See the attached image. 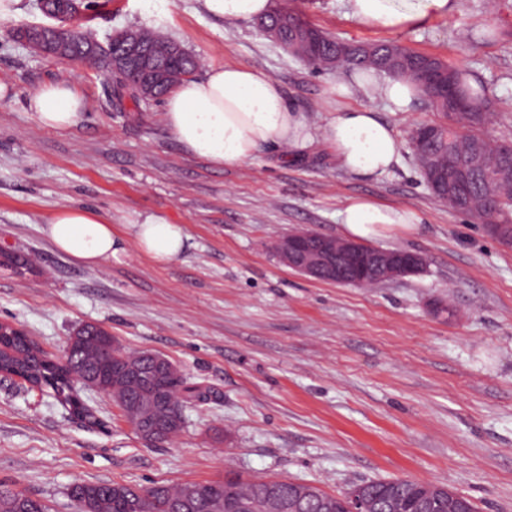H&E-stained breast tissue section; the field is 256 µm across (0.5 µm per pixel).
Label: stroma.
<instances>
[{"label": "stroma", "mask_w": 512, "mask_h": 512, "mask_svg": "<svg viewBox=\"0 0 512 512\" xmlns=\"http://www.w3.org/2000/svg\"><path fill=\"white\" fill-rule=\"evenodd\" d=\"M81 23L99 40L128 27L164 31L199 60L197 76L233 65L281 86L310 126L312 144L262 147L227 168L191 156L161 120L163 102H109L104 72L35 53L15 28L45 17L20 0L0 18V321L54 358L97 324L130 351L174 361L207 402L187 412L171 443L144 446L111 399L84 390L89 425L48 393L0 377V483L76 512L77 482L149 487L243 476L286 478L340 494L370 480L410 478L470 498L478 512H512V248L426 188L409 132L438 115L422 99L395 112L379 96L344 97L350 71H322L254 20L210 15L203 0H95ZM352 41L397 39L468 68L494 90L489 136L512 140V0H459L454 13L389 30L357 24L340 0H272ZM74 84L87 102L67 131L40 127L27 102L44 85ZM365 105L389 124L400 162L387 175L340 168L322 138L343 109ZM415 211L412 231L371 246L420 253L422 272L372 288L311 280L272 246L296 230L343 237L349 199ZM111 218L119 258L91 268L57 250L41 228L57 210ZM183 225L190 246L174 263L140 254L132 222Z\"/></svg>", "instance_id": "obj_1"}]
</instances>
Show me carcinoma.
Returning <instances> with one entry per match:
<instances>
[{
    "instance_id": "carcinoma-1",
    "label": "carcinoma",
    "mask_w": 512,
    "mask_h": 512,
    "mask_svg": "<svg viewBox=\"0 0 512 512\" xmlns=\"http://www.w3.org/2000/svg\"><path fill=\"white\" fill-rule=\"evenodd\" d=\"M260 27L313 65L331 70L341 59L351 71L374 70L418 85L421 97L440 115V120L433 122L435 131L425 143V150L452 175L453 187L433 195L480 224L512 225V148L508 142L487 135L485 127L492 117L493 90L476 80L469 69L451 66L396 40L345 42L288 9L272 10L260 21ZM131 33L153 53L154 79L143 92L136 87L142 80L141 74L129 71L112 76V57L92 50L86 42L93 34L81 27L75 35V58L103 69L112 79L111 103L121 104L127 93L137 107L146 106L194 75L196 59L176 40L143 29H133ZM429 66L446 74L483 111H459L438 98L422 80ZM109 351L112 359L108 361L105 354ZM150 367L146 353L124 350L106 330L93 324L85 325L84 331L70 337L59 361L44 357L26 335L8 330L0 334L1 370L22 376L32 390H51L60 403L89 419L93 415L78 401L73 389L75 382L91 376L100 393L112 397L123 417L133 425L151 392L150 384L141 380ZM162 383L166 406L175 412H183L205 399L201 386L188 382L177 369L168 372ZM296 488L304 492V506L299 512H347L345 493L336 495L318 485L293 484L287 479H245L232 472L220 480L148 488L144 496L133 494V486L117 482L74 483L68 495L78 512H215L219 503L222 512H288V496ZM429 490L427 483L413 479L368 481L364 487L371 512H415V503ZM434 493L439 505L431 512H475L473 503L460 494L437 489ZM0 512H50V508L42 499L1 489Z\"/></svg>"
}]
</instances>
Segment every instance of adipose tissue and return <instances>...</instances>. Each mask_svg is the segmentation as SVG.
<instances>
[{
    "mask_svg": "<svg viewBox=\"0 0 512 512\" xmlns=\"http://www.w3.org/2000/svg\"><path fill=\"white\" fill-rule=\"evenodd\" d=\"M345 6L360 25L391 29L434 13L453 12L457 0H345ZM340 90L347 95L356 90L372 91L400 109L418 96L411 83L382 80L374 73L352 75ZM86 107L85 99L68 82L45 85L29 100L39 125L56 131L78 125ZM162 120L189 154L223 167L242 164L268 144L303 146L311 140L306 124L289 109L276 80L231 65L180 83L166 98ZM323 137L339 166L356 175H382L399 161V142L393 129L367 106L337 113L324 128ZM418 222L414 213L368 198L350 200L343 210L344 231L355 239L408 230ZM132 228L139 251L158 263L177 260L189 240L183 225L161 216L145 217ZM42 232L58 250L89 267L115 257L122 249L112 234L111 220L83 207L56 212Z\"/></svg>",
    "mask_w": 512,
    "mask_h": 512,
    "instance_id": "1",
    "label": "adipose tissue"
}]
</instances>
